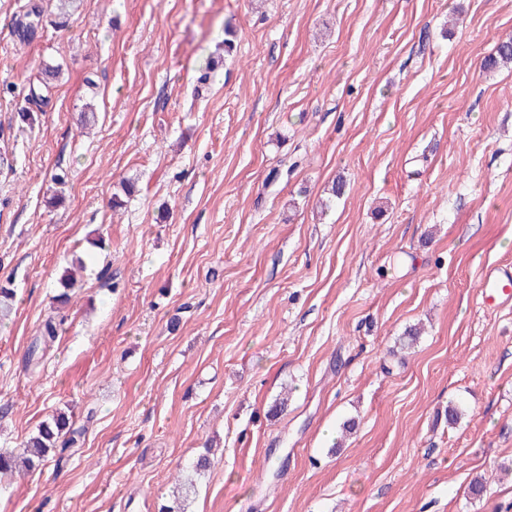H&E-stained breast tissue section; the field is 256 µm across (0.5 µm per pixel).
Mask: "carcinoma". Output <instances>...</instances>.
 I'll return each instance as SVG.
<instances>
[{
    "label": "carcinoma",
    "instance_id": "1",
    "mask_svg": "<svg viewBox=\"0 0 512 512\" xmlns=\"http://www.w3.org/2000/svg\"><path fill=\"white\" fill-rule=\"evenodd\" d=\"M510 62H512V41H503L496 47L494 55L486 59L485 66L490 68L500 63ZM63 322L64 319L58 320L52 315L43 321L28 350V364H34V361L38 360L40 351L46 349L58 338L59 327ZM80 435V431L72 428L67 414L62 411L55 412L29 436L24 448L20 451L10 454L0 452V476L39 467L57 450L63 451L75 443ZM211 464L212 461L208 455H199L188 466L187 475L179 483L175 505L164 507L163 512H186L185 503L195 491L196 478L204 474Z\"/></svg>",
    "mask_w": 512,
    "mask_h": 512
}]
</instances>
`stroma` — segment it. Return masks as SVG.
Returning a JSON list of instances; mask_svg holds the SVG:
<instances>
[{
    "mask_svg": "<svg viewBox=\"0 0 512 512\" xmlns=\"http://www.w3.org/2000/svg\"><path fill=\"white\" fill-rule=\"evenodd\" d=\"M509 39L512 0H0V450L81 432L0 512H160L209 447L187 512H512V307L478 291ZM64 318L61 316L58 323L56 322V318L52 315H49L41 324L37 336L34 338V341L31 343L30 348L28 350V358L27 362L31 366L32 364H36L34 362L38 360V354L40 351H44L46 347L50 346L59 335V327L63 325Z\"/></svg>",
    "mask_w": 512,
    "mask_h": 512,
    "instance_id": "obj_1",
    "label": "stroma"
}]
</instances>
